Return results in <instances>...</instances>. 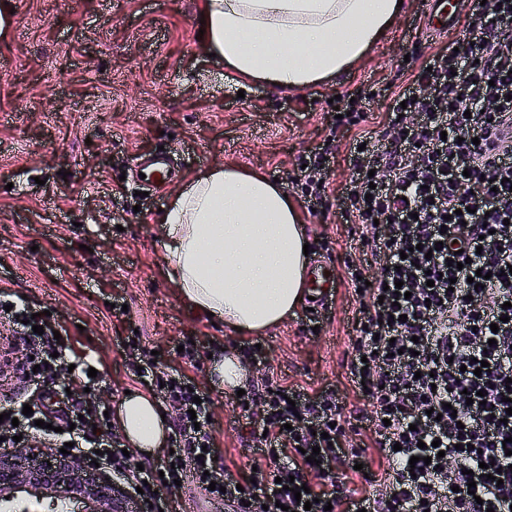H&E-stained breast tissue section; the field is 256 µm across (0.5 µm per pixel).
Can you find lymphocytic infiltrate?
<instances>
[{
    "mask_svg": "<svg viewBox=\"0 0 512 512\" xmlns=\"http://www.w3.org/2000/svg\"><path fill=\"white\" fill-rule=\"evenodd\" d=\"M470 10L468 24L394 92L380 129L357 127L369 104L362 90L343 94V118L329 119L298 172L309 206L321 207L329 159L346 144L351 177L339 202L361 228L360 254L342 272L358 303L348 369L365 386L369 448L348 444L335 391L311 394L269 376L231 399L255 467L236 475L214 460L210 394L183 371L157 373L149 359L138 381L178 415L156 464L140 469L123 455L95 400L37 404L29 416L14 401L0 446L45 436L52 424L57 446L143 487L141 512H167L177 482L188 480L229 512H512L503 447L512 437V143L501 135L512 123V0H470ZM458 250L471 259L461 269ZM479 271L488 278L478 289L468 279ZM9 315L28 340L24 379L52 393L66 344L29 306ZM478 391L484 404L467 403ZM315 446L313 464L305 453ZM340 462L377 466L381 493L337 482Z\"/></svg>",
    "mask_w": 512,
    "mask_h": 512,
    "instance_id": "lymphocytic-infiltrate-1",
    "label": "lymphocytic infiltrate"
}]
</instances>
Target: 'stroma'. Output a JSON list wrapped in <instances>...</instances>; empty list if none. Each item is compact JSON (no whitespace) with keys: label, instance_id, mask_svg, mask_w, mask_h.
Wrapping results in <instances>:
<instances>
[{"label":"stroma","instance_id":"stroma-1","mask_svg":"<svg viewBox=\"0 0 512 512\" xmlns=\"http://www.w3.org/2000/svg\"><path fill=\"white\" fill-rule=\"evenodd\" d=\"M11 12L0 30V292L50 311L71 349L56 378L85 395V365L109 393L110 423L126 391L139 390L123 341L140 334L158 370L183 367L211 392V434L219 464L247 474L236 414L213 372L215 357L242 355L246 336L180 301L167 274L159 220L198 172L235 165L277 179L297 207L308 241L328 245L309 262L340 268L348 226L336 199L309 213L296 182L299 157L326 134L334 96L370 93L375 127L393 91L437 51L425 29L430 0H405L402 13L365 57L335 80L303 90L248 82L209 57L197 26L198 0H0ZM165 151L176 176L148 196L131 178L136 157ZM356 303L337 286L326 317L298 306L258 339L261 364L249 381L277 374L314 392L347 396L346 418L366 407L347 375ZM200 345L199 367L174 351ZM13 368L0 373V402L34 396L16 364L25 350L0 318V347Z\"/></svg>","mask_w":512,"mask_h":512}]
</instances>
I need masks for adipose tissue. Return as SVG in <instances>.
<instances>
[{
    "mask_svg": "<svg viewBox=\"0 0 512 512\" xmlns=\"http://www.w3.org/2000/svg\"><path fill=\"white\" fill-rule=\"evenodd\" d=\"M398 0H201L207 52L237 74L288 89L336 78L399 12ZM165 261L181 300L226 327L258 333L302 300L305 230L282 186L230 165L199 172L161 219ZM150 396L124 398L118 420L138 453L167 438Z\"/></svg>",
    "mask_w": 512,
    "mask_h": 512,
    "instance_id": "obj_1",
    "label": "adipose tissue"
}]
</instances>
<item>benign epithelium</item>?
Masks as SVG:
<instances>
[{"label": "benign epithelium", "instance_id": "7a95c632", "mask_svg": "<svg viewBox=\"0 0 512 512\" xmlns=\"http://www.w3.org/2000/svg\"><path fill=\"white\" fill-rule=\"evenodd\" d=\"M32 445L0 453V509L30 512L44 497L64 512H128V495L91 461L59 454L38 460Z\"/></svg>", "mask_w": 512, "mask_h": 512}]
</instances>
